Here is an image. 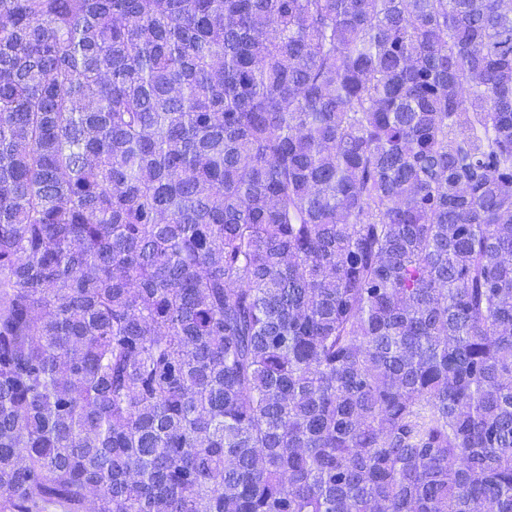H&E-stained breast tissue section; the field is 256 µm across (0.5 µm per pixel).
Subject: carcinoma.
Wrapping results in <instances>:
<instances>
[{"instance_id":"carcinoma-1","label":"carcinoma","mask_w":512,"mask_h":512,"mask_svg":"<svg viewBox=\"0 0 512 512\" xmlns=\"http://www.w3.org/2000/svg\"><path fill=\"white\" fill-rule=\"evenodd\" d=\"M91 502L512 512V0H0V512Z\"/></svg>"}]
</instances>
